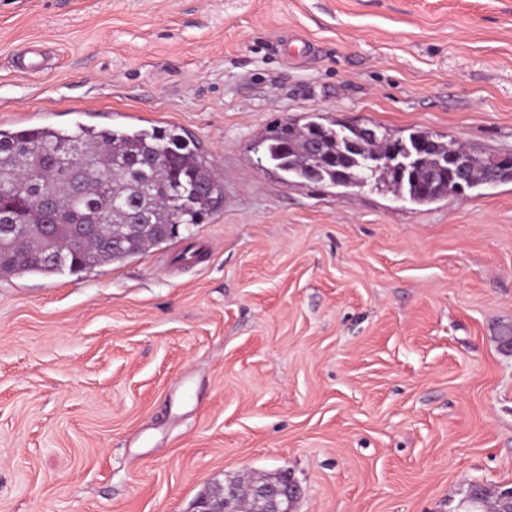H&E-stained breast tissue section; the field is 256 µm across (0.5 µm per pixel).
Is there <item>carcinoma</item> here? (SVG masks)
Segmentation results:
<instances>
[{
    "label": "carcinoma",
    "mask_w": 512,
    "mask_h": 512,
    "mask_svg": "<svg viewBox=\"0 0 512 512\" xmlns=\"http://www.w3.org/2000/svg\"><path fill=\"white\" fill-rule=\"evenodd\" d=\"M340 126L287 120L266 138L265 159L303 182L368 186L415 205L459 196L491 180L512 181V164L424 131L405 141L411 164L378 165L374 160L391 159L402 139L381 126L363 141L361 126L338 136ZM223 192L213 162L173 130L89 125L0 129V274H79L94 263L139 255L159 241L149 235L115 244L110 230L80 253L59 243L56 258L47 259L33 224H202Z\"/></svg>",
    "instance_id": "carcinoma-1"
}]
</instances>
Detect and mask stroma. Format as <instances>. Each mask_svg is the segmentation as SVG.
<instances>
[{
    "label": "stroma",
    "mask_w": 512,
    "mask_h": 512,
    "mask_svg": "<svg viewBox=\"0 0 512 512\" xmlns=\"http://www.w3.org/2000/svg\"><path fill=\"white\" fill-rule=\"evenodd\" d=\"M316 113L512 154V0H0V128H176L202 224L0 276V512H191L285 471L295 512L512 487V181L413 205L263 163ZM235 495V489L230 488L224 490V485L218 486L216 489L211 488L207 493L201 496L196 504L193 512H235L236 507H231V502Z\"/></svg>",
    "instance_id": "obj_1"
}]
</instances>
